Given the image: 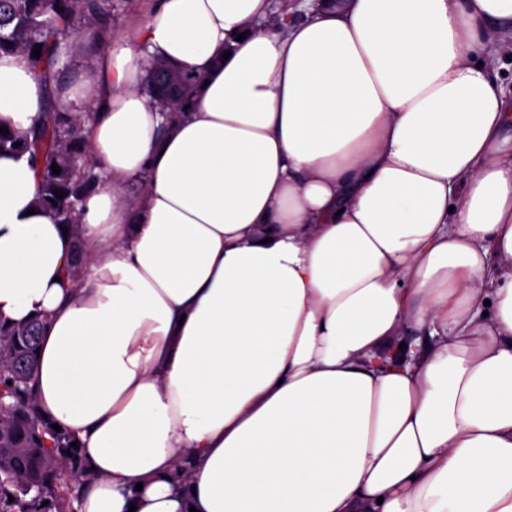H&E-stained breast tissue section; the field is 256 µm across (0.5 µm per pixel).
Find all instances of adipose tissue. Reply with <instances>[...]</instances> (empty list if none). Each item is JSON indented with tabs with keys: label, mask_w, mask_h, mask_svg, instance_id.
I'll return each instance as SVG.
<instances>
[{
	"label": "adipose tissue",
	"mask_w": 512,
	"mask_h": 512,
	"mask_svg": "<svg viewBox=\"0 0 512 512\" xmlns=\"http://www.w3.org/2000/svg\"><path fill=\"white\" fill-rule=\"evenodd\" d=\"M510 53L512 0H153L59 92L109 180L76 231L0 153V321H47L77 512H512ZM43 96L0 56L1 126ZM142 74L139 88L150 94L160 112H182L190 106L193 93L202 77L200 74L181 70L169 62L159 60L147 71L142 88Z\"/></svg>",
	"instance_id": "adipose-tissue-1"
}]
</instances>
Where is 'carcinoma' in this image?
Masks as SVG:
<instances>
[{
  "mask_svg": "<svg viewBox=\"0 0 512 512\" xmlns=\"http://www.w3.org/2000/svg\"><path fill=\"white\" fill-rule=\"evenodd\" d=\"M111 20L112 0H0V53H26L44 87L32 127L24 134H0V151L29 155L39 201L59 224L78 223L83 201L100 186L101 169L86 148L80 117L57 104L60 75L81 41H105ZM200 81L201 75L159 60L147 71L144 90L160 111L182 112ZM54 163L58 175L52 173ZM44 326L42 319L9 328L0 324V512H75L86 477L73 439L50 427L33 395Z\"/></svg>",
  "mask_w": 512,
  "mask_h": 512,
  "instance_id": "1",
  "label": "carcinoma"
}]
</instances>
